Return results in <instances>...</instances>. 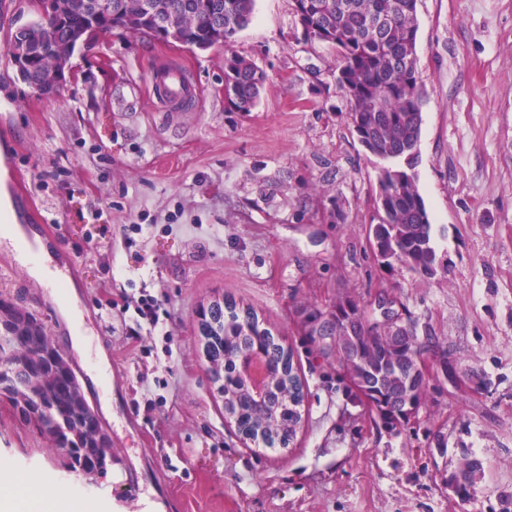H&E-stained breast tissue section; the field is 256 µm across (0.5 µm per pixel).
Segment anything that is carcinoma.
<instances>
[{"instance_id": "cac0c4a2", "label": "carcinoma", "mask_w": 512, "mask_h": 512, "mask_svg": "<svg viewBox=\"0 0 512 512\" xmlns=\"http://www.w3.org/2000/svg\"><path fill=\"white\" fill-rule=\"evenodd\" d=\"M301 5H324L315 26L330 35L336 49V83L347 97L348 121L367 152L381 161L373 200L377 217L375 237L369 246L380 265L398 263L414 273L432 278L437 273L431 223L414 173L421 135L423 88L418 72V0H292ZM114 15L93 18L81 12L59 30L64 44L73 31L86 24L97 36L123 30L144 34L126 18L138 14L145 0H117ZM184 0H155L158 15H175L188 42L205 40L215 27L224 29V106L229 112H250L255 107L266 74L236 53V35L251 21L255 0H209L219 11L182 8ZM305 333L324 355L336 353L346 378L356 388L355 397L367 404L382 426L390 431L405 427L426 404L430 379L421 356L432 353L448 363V351L427 328L417 333V323L407 336L396 338L372 322L369 306L346 296L325 313L303 309ZM207 356L224 413L239 433L269 449L286 448L302 420L301 380L293 355L272 332L261 326L255 313L233 301L211 304L206 320ZM0 333V360L19 369L11 379L0 378V401L45 440L47 448L69 449L68 466L75 470L106 471L100 458L96 432L101 419L91 420L87 400L67 353L53 344L45 325L31 312L5 324ZM251 355L274 368L265 400L250 393L240 375V359ZM482 463L468 459L462 473L466 484L459 491L467 500L476 493Z\"/></svg>"}]
</instances>
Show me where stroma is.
Wrapping results in <instances>:
<instances>
[{"label":"stroma","mask_w":512,"mask_h":512,"mask_svg":"<svg viewBox=\"0 0 512 512\" xmlns=\"http://www.w3.org/2000/svg\"><path fill=\"white\" fill-rule=\"evenodd\" d=\"M32 17L27 0H0V179L18 224L58 233L87 336L71 360L112 462L75 478L5 402L0 456L109 512H512V0L417 3L416 173L439 260L429 279L382 268L368 246L376 160L348 123L335 49L304 34L292 0H255L235 38L267 76L250 112L224 107L223 48L122 31L76 51L75 81L40 97L6 54L13 25ZM176 66L199 88L179 111L147 85ZM13 263L0 247V299L21 300L70 349L58 297ZM382 289L461 368L452 385L426 357L428 401L397 432L375 424L303 327L306 306L329 312ZM145 294L164 302L162 327L140 324ZM222 297L293 351L304 403L288 449L244 440L224 415L197 327ZM101 348L104 389L88 377ZM468 457L484 471L463 501L448 478Z\"/></svg>","instance_id":"stroma-1"}]
</instances>
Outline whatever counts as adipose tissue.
Segmentation results:
<instances>
[{"mask_svg": "<svg viewBox=\"0 0 512 512\" xmlns=\"http://www.w3.org/2000/svg\"><path fill=\"white\" fill-rule=\"evenodd\" d=\"M0 512H105L102 503L75 496L71 485L0 458Z\"/></svg>", "mask_w": 512, "mask_h": 512, "instance_id": "adipose-tissue-1", "label": "adipose tissue"}]
</instances>
